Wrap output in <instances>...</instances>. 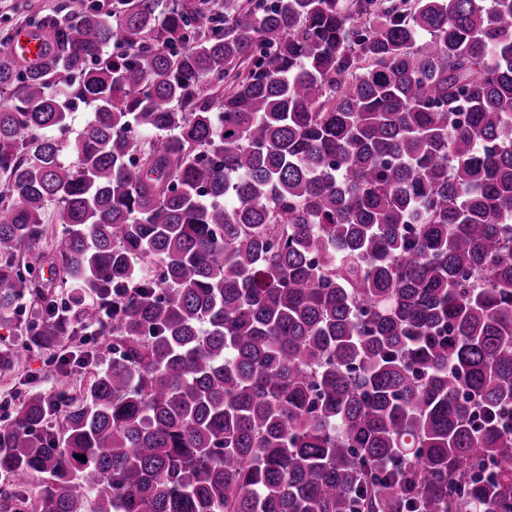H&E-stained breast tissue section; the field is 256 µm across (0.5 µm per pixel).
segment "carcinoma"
Here are the masks:
<instances>
[{"instance_id":"obj_1","label":"carcinoma","mask_w":512,"mask_h":512,"mask_svg":"<svg viewBox=\"0 0 512 512\" xmlns=\"http://www.w3.org/2000/svg\"><path fill=\"white\" fill-rule=\"evenodd\" d=\"M33 28L39 62L0 48V327L29 299L112 360L0 427V512H512V0Z\"/></svg>"}]
</instances>
